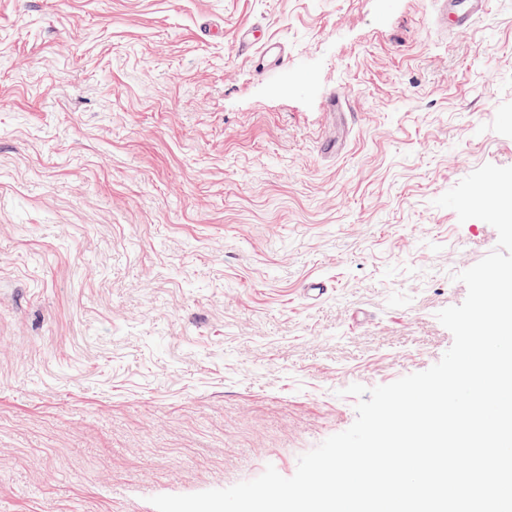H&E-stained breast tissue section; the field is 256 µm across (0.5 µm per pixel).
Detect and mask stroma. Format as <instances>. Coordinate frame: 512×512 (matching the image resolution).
I'll return each mask as SVG.
<instances>
[{
    "mask_svg": "<svg viewBox=\"0 0 512 512\" xmlns=\"http://www.w3.org/2000/svg\"><path fill=\"white\" fill-rule=\"evenodd\" d=\"M486 164L512 0L451 34L434 0H0V512L293 476L348 386L451 347L498 234L434 201ZM239 48L249 51L253 59L254 71L268 73L288 65V56L278 45L268 43L261 50H255L250 34H244L239 40Z\"/></svg>",
    "mask_w": 512,
    "mask_h": 512,
    "instance_id": "obj_1",
    "label": "stroma"
}]
</instances>
